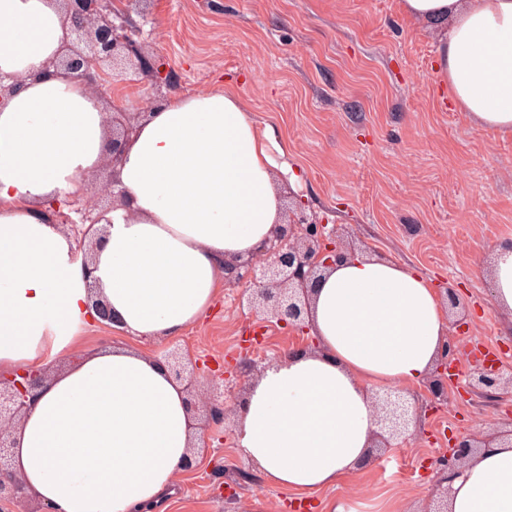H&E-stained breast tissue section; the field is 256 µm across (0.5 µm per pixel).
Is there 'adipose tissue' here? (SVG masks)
I'll use <instances>...</instances> for the list:
<instances>
[{"label":"adipose tissue","mask_w":512,"mask_h":512,"mask_svg":"<svg viewBox=\"0 0 512 512\" xmlns=\"http://www.w3.org/2000/svg\"><path fill=\"white\" fill-rule=\"evenodd\" d=\"M446 24L435 71L478 129L512 136V0H401ZM68 30L62 0H0V74L21 87L0 106V375L49 369L15 429V468L49 512H155L196 439L182 385L152 355L103 348L51 365L94 320L164 341L224 288V262L283 222L272 128L236 91L176 94L154 108L119 167L128 208L106 214L80 259L52 219L110 160L109 113L53 67ZM490 298L512 324V240L494 250ZM318 340L252 381L236 446L264 483L303 496L355 475L379 430L372 396L422 384L449 331L443 300L415 267L357 256L313 291ZM448 512H512V447L482 449L448 474Z\"/></svg>","instance_id":"obj_1"}]
</instances>
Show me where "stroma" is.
Segmentation results:
<instances>
[{
	"mask_svg": "<svg viewBox=\"0 0 512 512\" xmlns=\"http://www.w3.org/2000/svg\"><path fill=\"white\" fill-rule=\"evenodd\" d=\"M129 14L168 83L125 86L112 111L234 84L299 170L289 187L295 198L365 253L418 268L466 305L447 405L427 412L407 444L330 491L356 512L435 499V461L453 438L512 428V388L486 398L466 387L472 362L487 352L512 370V333L491 305L487 274L494 246L512 238V136L479 130L453 109L435 73L443 24L407 18L400 0H134ZM239 292L225 286L177 344L229 369L288 348L291 332L242 311ZM77 334L79 355L112 345L161 349L97 322ZM206 437L165 512H321V494L305 509L298 496L263 483L239 455L233 421Z\"/></svg>",
	"mask_w": 512,
	"mask_h": 512,
	"instance_id": "obj_1",
	"label": "stroma"
}]
</instances>
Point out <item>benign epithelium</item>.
<instances>
[{"label": "benign epithelium", "instance_id": "benign-epithelium-1", "mask_svg": "<svg viewBox=\"0 0 512 512\" xmlns=\"http://www.w3.org/2000/svg\"><path fill=\"white\" fill-rule=\"evenodd\" d=\"M63 2L69 42L66 53L54 61V67L65 71L74 80L94 83L98 92L102 87L97 80L101 75V64L108 60H119L144 78L156 82L161 79L158 67L146 53L128 13L116 7L119 0ZM136 125L137 122L125 114L112 117V169L120 165L124 146ZM108 196L114 204L125 201V190L119 188L115 176L103 190L85 197L83 207L75 209L79 220L72 219L70 223H98L102 217L98 210ZM285 217L275 234L261 243L250 257L224 264L225 281L244 285L246 290L239 295V304L261 316V320L296 334L298 342L292 348L308 350L315 348L309 324L312 290L317 287L324 268L354 255L356 249L346 244L343 233L327 229V225L308 213L302 202L288 207ZM457 359V341L451 334L433 372L423 382V388L389 389L374 394L379 425L375 447H392L393 441L409 436L411 430L421 426L428 409L447 403L449 371ZM159 361L176 381L184 384L192 419H198L201 411L207 425L224 422V401L212 395L208 387L210 380L201 379L197 363L177 346L159 354ZM46 378L44 369L24 371L12 377L0 375V512L26 510L28 492L13 463L14 428L31 409ZM504 382L512 385V372L506 377L501 368L481 359L471 365L468 382L471 392L486 394ZM493 442L511 445L512 429L455 438L448 448L445 469H455L466 457Z\"/></svg>", "mask_w": 512, "mask_h": 512}]
</instances>
